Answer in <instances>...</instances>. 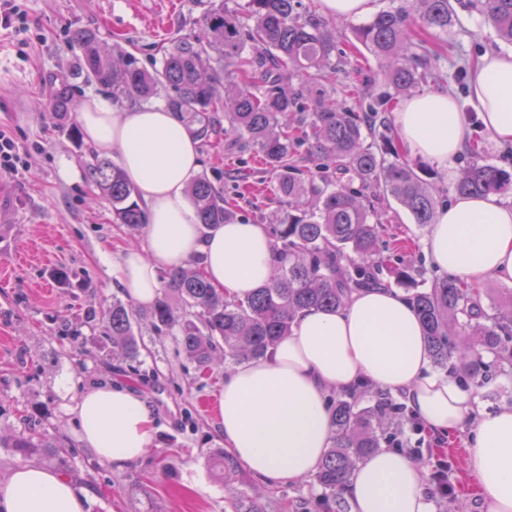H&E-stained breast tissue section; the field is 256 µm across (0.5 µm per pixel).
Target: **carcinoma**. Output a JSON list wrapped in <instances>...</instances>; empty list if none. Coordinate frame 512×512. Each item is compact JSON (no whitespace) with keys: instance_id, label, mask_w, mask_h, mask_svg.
<instances>
[{"instance_id":"cac0c4a2","label":"carcinoma","mask_w":512,"mask_h":512,"mask_svg":"<svg viewBox=\"0 0 512 512\" xmlns=\"http://www.w3.org/2000/svg\"><path fill=\"white\" fill-rule=\"evenodd\" d=\"M302 0H247L245 12L229 9L224 0L211 5L192 36L160 46L162 66L146 70L139 58L111 52L94 29L73 30L68 42L81 53L88 80L126 98L148 100L165 93L166 106L209 139L212 113L224 111V135L253 148L265 161L276 192L288 203L273 224L266 225L278 256L271 282L244 301L229 300L193 267L169 271L164 287L182 303L175 311L166 297L148 311L156 332L174 333L193 361L202 367L224 352L230 361L258 360L288 335L295 317L312 308H338L355 291L386 285L380 258L381 226L371 222L373 203L352 182L372 187L400 202L417 224H430L439 200L429 191L433 172L413 168L384 114L396 98L429 81L443 80L439 53L414 38L418 30L448 32L450 0H391L355 31L356 39L384 64L386 90L357 93L352 105L319 92L306 95L305 84H329L336 68L334 26L299 11ZM473 7L498 39L512 46V0H474ZM255 50L247 58V48ZM299 115L287 127L281 117ZM318 163L303 170L296 162L302 146ZM471 161L453 187L457 195L497 193L505 186L501 169L470 148ZM91 184L112 205L113 222L133 229L146 226L134 199V188L122 170L106 158L87 164ZM221 176H200L189 197L206 229L237 221L236 211L215 185ZM406 287V300L422 322L435 367L455 377L463 388L480 386L491 367L512 369V300L508 305L481 303V289L455 278L427 281L423 271L402 267L391 271ZM141 313L118 299L106 316L112 350L135 359L140 346L133 322ZM369 385L329 400L335 431L314 476L324 490V512H334L357 461L381 447L397 445L405 420L404 407L381 392L371 404L360 402ZM25 454L49 448L61 459L73 449L56 447L43 432L27 426L12 443ZM211 467L226 478L236 475L235 458L219 453ZM231 512H262L242 493L230 502Z\"/></svg>"}]
</instances>
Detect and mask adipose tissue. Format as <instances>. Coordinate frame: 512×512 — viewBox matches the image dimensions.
Here are the masks:
<instances>
[{
	"label": "adipose tissue",
	"mask_w": 512,
	"mask_h": 512,
	"mask_svg": "<svg viewBox=\"0 0 512 512\" xmlns=\"http://www.w3.org/2000/svg\"><path fill=\"white\" fill-rule=\"evenodd\" d=\"M469 103L481 128L512 144V52L481 56L469 72ZM394 131L409 154L453 172L472 128L457 100L432 91L399 104ZM85 140L116 154L145 208L147 247L122 252L118 284L136 305H151L160 269L198 261L204 276L230 299L266 285L277 265L263 225L239 222L202 231L186 188L200 168L199 142L178 113L163 106L122 110L94 96L80 107ZM431 263L481 287L487 278L512 283V203L497 195L458 196L438 211L423 240ZM368 383L400 395L435 433L472 425L465 473L483 512H512V404L481 408L473 392L434 371L423 329L393 288L355 292L343 308L297 316L267 358L234 365L224 375L218 421L225 449L276 488L315 472L333 427L331 390ZM69 410L95 459L124 469L142 457L155 419L125 385L88 388ZM426 468L407 455L376 450L359 461L343 495L350 512H433ZM88 490L34 464L0 481V512H88Z\"/></svg>",
	"instance_id": "obj_1"
}]
</instances>
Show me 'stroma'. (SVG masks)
Listing matches in <instances>:
<instances>
[{
  "label": "stroma",
  "mask_w": 512,
  "mask_h": 512,
  "mask_svg": "<svg viewBox=\"0 0 512 512\" xmlns=\"http://www.w3.org/2000/svg\"><path fill=\"white\" fill-rule=\"evenodd\" d=\"M209 2L22 0L31 20L27 46L0 36V130L33 150L25 170L0 175V480L24 464L59 471L89 489L90 512H224L242 490L259 498L263 512L320 508L321 489L310 477L271 489L245 471L228 480L213 474L209 460L224 446L215 407L228 368L223 355H216L210 370H201L174 337H158L145 319L134 325L146 346L136 364L113 354L101 315L116 294L121 250L145 248L146 234L114 223L111 204L88 180L63 176L65 168L85 169L95 157L83 136L78 105L91 96L111 95L81 72L80 53L68 44L70 33L96 29L108 46L135 53L151 71L161 65L156 45L196 31ZM451 6L454 24L448 33L422 30L418 37L437 48L443 87L462 102L468 81L460 69L504 46L472 0H451ZM353 27L348 20L336 25L342 72L326 92L338 99L352 86L384 88L376 58L354 49ZM60 82L70 85L75 105L63 120L48 101L51 85ZM199 151L202 173L222 172L224 196L237 203L241 219L269 224L286 208L262 160L248 146L225 139L223 114H216ZM376 208L384 226V256L423 267L426 278L441 277L425 259L426 227L415 224L393 198H380ZM67 329L77 331V338H64ZM70 376L79 392L112 382L128 384L142 396L156 418V431L141 458L122 470L90 459L56 389ZM26 413L51 439L73 446L74 454L61 460L46 449L24 456L11 448L10 440L24 430ZM469 435L466 429L454 432L438 452L417 447L412 429L401 437L410 457L428 471L445 470L455 484L448 498L431 493L434 512H481L462 466Z\"/></svg>",
  "instance_id": "obj_1"
}]
</instances>
